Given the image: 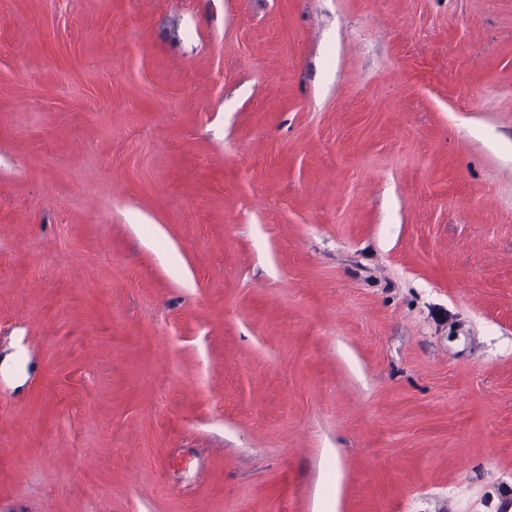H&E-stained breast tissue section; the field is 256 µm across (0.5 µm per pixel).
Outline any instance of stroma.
<instances>
[{
	"label": "stroma",
	"mask_w": 512,
	"mask_h": 512,
	"mask_svg": "<svg viewBox=\"0 0 512 512\" xmlns=\"http://www.w3.org/2000/svg\"><path fill=\"white\" fill-rule=\"evenodd\" d=\"M0 512H512V0H0Z\"/></svg>",
	"instance_id": "stroma-1"
}]
</instances>
